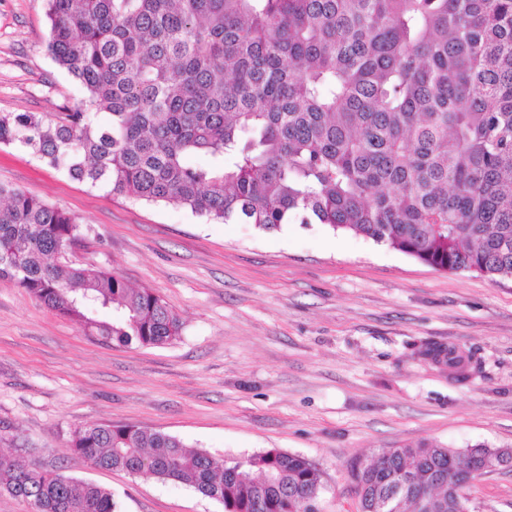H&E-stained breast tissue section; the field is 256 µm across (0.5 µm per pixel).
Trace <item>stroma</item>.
Listing matches in <instances>:
<instances>
[{
	"label": "stroma",
	"mask_w": 512,
	"mask_h": 512,
	"mask_svg": "<svg viewBox=\"0 0 512 512\" xmlns=\"http://www.w3.org/2000/svg\"><path fill=\"white\" fill-rule=\"evenodd\" d=\"M46 12V0H0V112L81 98L46 51ZM0 183L88 227L72 264L152 290L183 323L162 347L110 344L0 279V452L105 487L121 512H224L70 450L76 426L135 424L220 461L302 455L321 472V512H356L354 458L420 442L512 449V278L439 271L321 224L264 232L107 196L11 145ZM430 342L480 365L456 380L418 358ZM466 495L470 512H512V467L486 470Z\"/></svg>",
	"instance_id": "35a3bbf8"
}]
</instances>
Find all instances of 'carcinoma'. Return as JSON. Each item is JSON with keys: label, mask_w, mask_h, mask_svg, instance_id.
<instances>
[{"label": "carcinoma", "mask_w": 512, "mask_h": 512, "mask_svg": "<svg viewBox=\"0 0 512 512\" xmlns=\"http://www.w3.org/2000/svg\"><path fill=\"white\" fill-rule=\"evenodd\" d=\"M47 16L48 52L83 96L56 114L1 112L0 145L210 221L314 222L438 270L512 278V0H47ZM82 236L69 212L0 184V277L89 336L141 347L180 336L151 290L69 264ZM430 351L462 377L473 363ZM70 448L224 512H313L324 489L301 455L225 466L133 424L77 426ZM494 452L417 443L357 458L349 474L362 512H423L422 494L430 512H458L435 482L450 462ZM2 491L36 512H120L108 489L16 459L0 466Z\"/></svg>", "instance_id": "obj_1"}]
</instances>
